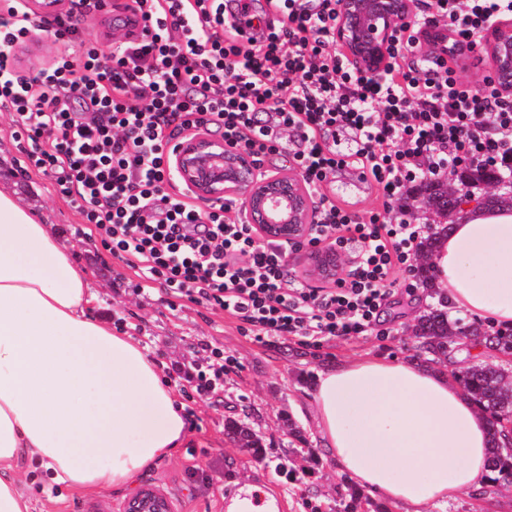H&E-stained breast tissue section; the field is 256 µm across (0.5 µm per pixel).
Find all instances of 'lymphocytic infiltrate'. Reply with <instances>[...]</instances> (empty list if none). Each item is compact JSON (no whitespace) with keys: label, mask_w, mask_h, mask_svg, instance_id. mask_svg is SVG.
I'll use <instances>...</instances> for the list:
<instances>
[{"label":"lymphocytic infiltrate","mask_w":512,"mask_h":512,"mask_svg":"<svg viewBox=\"0 0 512 512\" xmlns=\"http://www.w3.org/2000/svg\"><path fill=\"white\" fill-rule=\"evenodd\" d=\"M132 2L134 28L113 49L81 39L76 23L106 0H69L53 34L80 40L81 56L61 54L26 75L14 50L32 21L14 0L12 18H0V110L27 138V167L62 187L114 258L167 295L223 310L256 341L367 335L395 273L415 265L423 227L404 217L406 186L466 163L512 171V97L491 80L463 81L447 58L419 54L421 25L400 32L388 69L375 75L331 50L341 0H275L276 26L260 22L251 0L235 20L224 0ZM435 7L467 44L512 14V0ZM202 122L261 163L292 148L316 197L309 245L329 242L353 259L335 287L299 281L287 245L258 238L232 201L203 209L168 192L170 144ZM339 131L356 134L354 164L369 172L381 209L362 216L328 196L346 166L328 142ZM232 364L217 351L179 376L205 394Z\"/></svg>","instance_id":"1"}]
</instances>
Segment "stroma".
I'll return each instance as SVG.
<instances>
[{
	"label": "stroma",
	"instance_id": "1",
	"mask_svg": "<svg viewBox=\"0 0 512 512\" xmlns=\"http://www.w3.org/2000/svg\"><path fill=\"white\" fill-rule=\"evenodd\" d=\"M127 2L108 0L103 10L79 18L85 37L119 45L123 32L113 26L112 19ZM64 51L76 56L80 46L58 42L51 18L39 15L17 57L18 66L31 72L48 66ZM14 130L11 114L0 111V186L66 239L91 275L99 296L97 315L120 317L122 331L146 348L194 422L184 448L151 463L139 485L169 492L172 512H224L225 487L248 483H261L281 494L286 512H346L352 482L338 471L316 432L315 379L329 364L367 355L419 358L412 327L420 315L436 306L434 289L421 287L413 274L397 273L376 335L319 344L292 336L256 342L222 310L172 298L155 287L141 288L136 269L113 258L96 234H76L81 222L77 208L49 176L22 171L24 156ZM215 348L236 358L237 365L225 375L223 390L202 397L193 385L178 379L172 364L202 359ZM231 420L256 431L265 449L262 459H255L229 438L225 425ZM192 467L197 470L193 476L188 473ZM20 481L32 500V512H117L128 497L127 492L109 488L84 494L51 486L30 473L21 474ZM433 512H512V485H483Z\"/></svg>",
	"mask_w": 512,
	"mask_h": 512
}]
</instances>
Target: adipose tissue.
<instances>
[{"label":"adipose tissue","mask_w":512,"mask_h":512,"mask_svg":"<svg viewBox=\"0 0 512 512\" xmlns=\"http://www.w3.org/2000/svg\"><path fill=\"white\" fill-rule=\"evenodd\" d=\"M451 308L512 327V210L464 206L432 253ZM89 273L0 187V512H31L17 474L123 490L173 456L184 405L132 337L95 316ZM325 451L367 492L433 512L486 481V418L444 367L371 356L319 372Z\"/></svg>","instance_id":"adipose-tissue-1"}]
</instances>
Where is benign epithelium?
Listing matches in <instances>:
<instances>
[{"label": "benign epithelium", "instance_id": "7a95c632", "mask_svg": "<svg viewBox=\"0 0 512 512\" xmlns=\"http://www.w3.org/2000/svg\"><path fill=\"white\" fill-rule=\"evenodd\" d=\"M413 0H342L336 23V48L356 67L382 72L389 63L393 39L408 23ZM427 51L464 56L468 47L449 30L430 27L422 34ZM483 48L491 60L500 91L512 93V20L499 19L488 30ZM170 167L182 185L205 200L228 199L239 204L245 223L265 241L295 249L308 239L314 223L312 199L298 175L256 168L250 154L231 150L204 126L187 133L170 151ZM304 276L329 284L341 275V251L324 247L299 257ZM127 512H171L168 503L143 489L126 501Z\"/></svg>", "mask_w": 512, "mask_h": 512}]
</instances>
